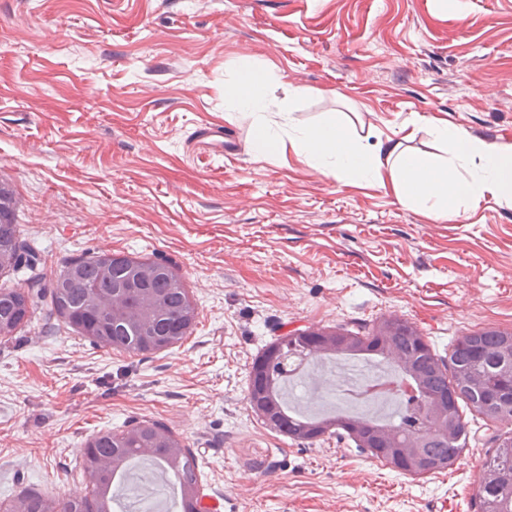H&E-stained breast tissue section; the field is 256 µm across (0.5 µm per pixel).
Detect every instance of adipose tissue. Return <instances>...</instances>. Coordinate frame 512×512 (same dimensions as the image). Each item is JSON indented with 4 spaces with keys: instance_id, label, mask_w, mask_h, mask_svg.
Returning <instances> with one entry per match:
<instances>
[{
    "instance_id": "ef3b65f1",
    "label": "adipose tissue",
    "mask_w": 512,
    "mask_h": 512,
    "mask_svg": "<svg viewBox=\"0 0 512 512\" xmlns=\"http://www.w3.org/2000/svg\"><path fill=\"white\" fill-rule=\"evenodd\" d=\"M264 72L241 66L224 97L227 107L250 120L252 146L266 155L291 143L310 166L337 179L361 182L381 180V164H388L398 199L428 206L439 219H453L461 203L492 192L512 197V145H494L472 137L456 126L429 127L432 140L448 149L447 159L420 155L402 142L387 143L375 152L350 136V122L329 119L320 124L297 125L289 104L272 106Z\"/></svg>"
}]
</instances>
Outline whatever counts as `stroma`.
Returning a JSON list of instances; mask_svg holds the SVG:
<instances>
[{"instance_id": "35a3bbf8", "label": "stroma", "mask_w": 512, "mask_h": 512, "mask_svg": "<svg viewBox=\"0 0 512 512\" xmlns=\"http://www.w3.org/2000/svg\"><path fill=\"white\" fill-rule=\"evenodd\" d=\"M243 63L299 125L357 113L352 135L373 151H429L441 123L512 145V0H0V184L41 272L140 253L196 305L186 339L149 355L41 308L0 339V504L86 489V439L147 420L201 462L218 512H479L483 461L512 425L461 405L459 460L407 475L345 437H282L250 408L248 376L294 330L364 334L398 317L442 356L512 331V200L437 220L390 179L254 153L224 105ZM204 127L228 148L195 147Z\"/></svg>"}]
</instances>
